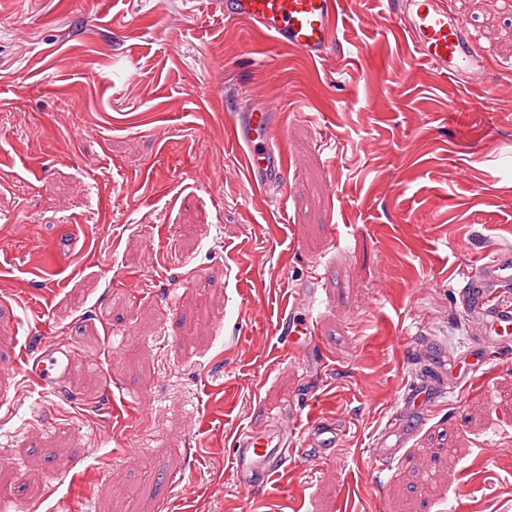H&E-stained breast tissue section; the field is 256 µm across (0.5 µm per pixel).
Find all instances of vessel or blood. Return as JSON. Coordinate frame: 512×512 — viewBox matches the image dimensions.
I'll list each match as a JSON object with an SVG mask.
<instances>
[{
	"instance_id": "obj_1",
	"label": "vessel or blood",
	"mask_w": 512,
	"mask_h": 512,
	"mask_svg": "<svg viewBox=\"0 0 512 512\" xmlns=\"http://www.w3.org/2000/svg\"><path fill=\"white\" fill-rule=\"evenodd\" d=\"M228 23L245 22L267 36L279 48L296 50L309 60L323 59L335 45L341 0H217ZM386 10L412 42L419 57L440 75L465 82L482 80L489 67L476 36L454 16L446 0H384ZM279 123L276 107L232 113L230 135L243 153L248 178L260 191L282 184L287 167L282 152L273 148ZM458 307L470 324L480 330L466 350L448 356L434 346H417L430 372L403 385L384 428L375 436L372 458L385 466L397 453L404 436L446 400L448 390L467 387L474 391L484 382L462 366L479 358L487 346H500L512 334V250H495L472 272L460 278L455 290ZM316 289L294 288L276 315V332L292 344L295 354L310 358L317 339ZM78 352L57 343L44 344L26 362V374L45 394L57 395ZM313 459L327 457L338 448L340 432L320 417L295 419ZM288 461V435L279 419L258 429L242 430L236 438L233 468L241 487L262 490Z\"/></svg>"
}]
</instances>
